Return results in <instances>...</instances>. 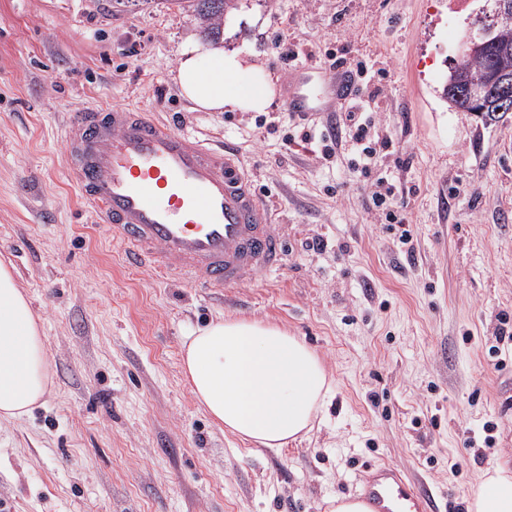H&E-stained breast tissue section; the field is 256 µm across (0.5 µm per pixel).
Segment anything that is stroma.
<instances>
[{"instance_id": "35a3bbf8", "label": "stroma", "mask_w": 512, "mask_h": 512, "mask_svg": "<svg viewBox=\"0 0 512 512\" xmlns=\"http://www.w3.org/2000/svg\"><path fill=\"white\" fill-rule=\"evenodd\" d=\"M484 0H238L224 49L272 77L262 112H201L174 80L178 7L0 0V260L46 339L52 390L0 420V512H328L370 465L406 470L440 512L481 471L512 468V115L492 124L443 88ZM384 62L380 131L401 165L402 246L370 209L349 154L287 145L310 121L282 100L288 69L333 50ZM96 104L136 107L244 160L286 241L275 272L201 288L125 267L64 176L59 129ZM456 195H449V187ZM326 243L312 251L308 241ZM303 337L333 384L309 439L261 448L221 431L182 373L183 344L217 315Z\"/></svg>"}]
</instances>
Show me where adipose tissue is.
Wrapping results in <instances>:
<instances>
[{"label":"adipose tissue","mask_w":512,"mask_h":512,"mask_svg":"<svg viewBox=\"0 0 512 512\" xmlns=\"http://www.w3.org/2000/svg\"><path fill=\"white\" fill-rule=\"evenodd\" d=\"M175 80L206 112L264 111L272 83L223 47L188 43ZM182 367L197 403L214 424L265 448L306 437L332 392L318 354L298 336L259 320L220 318L183 348ZM49 392L45 338L10 265L0 262V418L20 420ZM468 512H512V470L485 469Z\"/></svg>","instance_id":"adipose-tissue-1"}]
</instances>
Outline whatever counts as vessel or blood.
Segmentation results:
<instances>
[{"mask_svg": "<svg viewBox=\"0 0 512 512\" xmlns=\"http://www.w3.org/2000/svg\"><path fill=\"white\" fill-rule=\"evenodd\" d=\"M356 91L345 68L300 64L288 74L284 109L334 114ZM66 176L128 268L222 292L281 269L283 240L245 167L136 108L92 105L62 131ZM361 492L368 512H434L432 495L404 471L377 465Z\"/></svg>", "mask_w": 512, "mask_h": 512, "instance_id": "vessel-or-blood-1", "label": "vessel or blood"}]
</instances>
